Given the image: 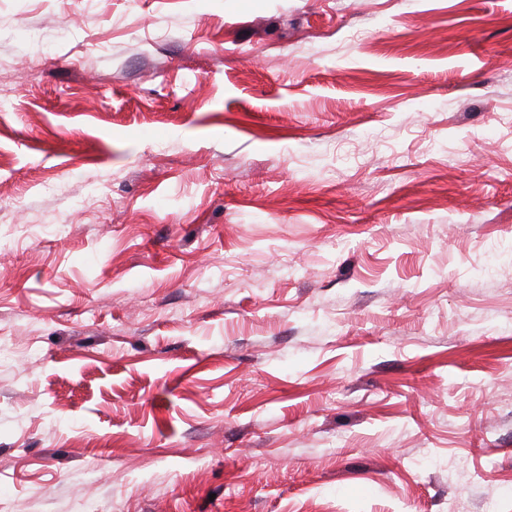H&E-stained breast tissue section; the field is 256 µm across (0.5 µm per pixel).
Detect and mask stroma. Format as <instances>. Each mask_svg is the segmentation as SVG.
I'll list each match as a JSON object with an SVG mask.
<instances>
[{
  "mask_svg": "<svg viewBox=\"0 0 512 512\" xmlns=\"http://www.w3.org/2000/svg\"><path fill=\"white\" fill-rule=\"evenodd\" d=\"M0 87V512H512V0H0Z\"/></svg>",
  "mask_w": 512,
  "mask_h": 512,
  "instance_id": "obj_1",
  "label": "stroma"
}]
</instances>
